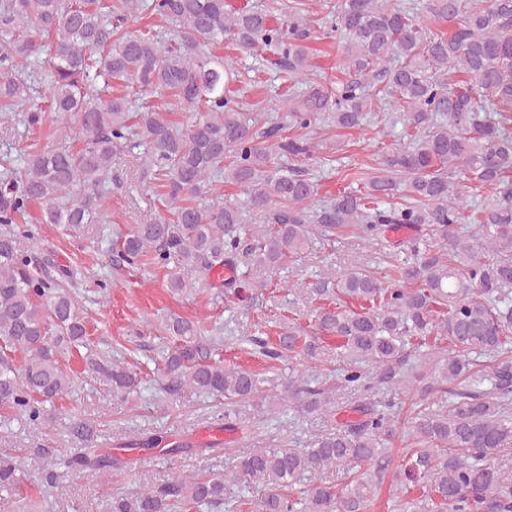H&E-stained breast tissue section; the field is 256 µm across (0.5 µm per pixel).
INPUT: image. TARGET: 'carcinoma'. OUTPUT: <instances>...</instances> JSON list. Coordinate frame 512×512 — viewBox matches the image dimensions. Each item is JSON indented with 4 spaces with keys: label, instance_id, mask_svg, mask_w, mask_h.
<instances>
[{
    "label": "carcinoma",
    "instance_id": "carcinoma-1",
    "mask_svg": "<svg viewBox=\"0 0 512 512\" xmlns=\"http://www.w3.org/2000/svg\"><path fill=\"white\" fill-rule=\"evenodd\" d=\"M326 3V35L346 44L347 78L330 91L313 78L307 0H284L276 15L231 0H0V112L14 114L10 128L27 133L69 116L81 141L75 151L31 143L20 158L0 155V412L44 422V404L73 383L60 357L83 349L84 371L124 399L138 387L137 373L92 350L84 307L71 291L73 269L21 247L37 224H58L73 239H106L129 267L164 268L167 288L179 295L198 291L194 275L225 267L233 276L222 286L239 292L244 258L278 270L301 259L317 236L349 228L377 240L403 226L415 246L389 242L391 284L355 267L293 290L320 302L310 317L345 360V388H370L361 362L382 384L414 385L395 365L410 340L428 344L448 412L416 404L404 489L420 490L429 512H512V484L489 464L512 444V0H428L424 18L403 0ZM143 13L171 27L172 38L129 28ZM436 22L453 27L436 33ZM226 38L273 51L288 81L308 86L281 100L299 128L322 118L360 127L376 104L370 90L381 84L406 112L409 145L382 153L360 189L308 210L317 184L303 162L315 145L304 137L267 143L273 131L259 127L262 114L241 111L227 96L232 72L207 51ZM36 64L51 86L40 103ZM115 80L129 91L113 95ZM154 94L169 98L165 110L135 105ZM175 112H192L193 121L177 123ZM123 148L139 150L141 177L170 204L171 217L112 235V157ZM217 177L245 198L204 201ZM485 190L489 196L469 208L468 193ZM246 213L270 229L243 236ZM461 224L471 232L462 234ZM162 329L170 337L166 391L266 400L263 385L273 380L213 359L219 343L195 322L170 316ZM303 335L290 322L275 341L251 339L249 354L266 362L315 356L319 346ZM280 387L279 402L335 415L326 389L296 375ZM344 411L350 417L308 448H253L220 475L179 476L117 495L112 512H222L242 505L236 490L246 485L260 493L258 512H368L373 480L354 477L338 488L324 474L378 461L401 421L361 399ZM218 430H244L237 410H224ZM71 433L84 448L68 460L70 472L109 477L136 468L137 456L98 448L85 420L73 419ZM187 450L220 452L224 439L168 448ZM301 484V497L291 498L287 490Z\"/></svg>",
    "mask_w": 512,
    "mask_h": 512
}]
</instances>
